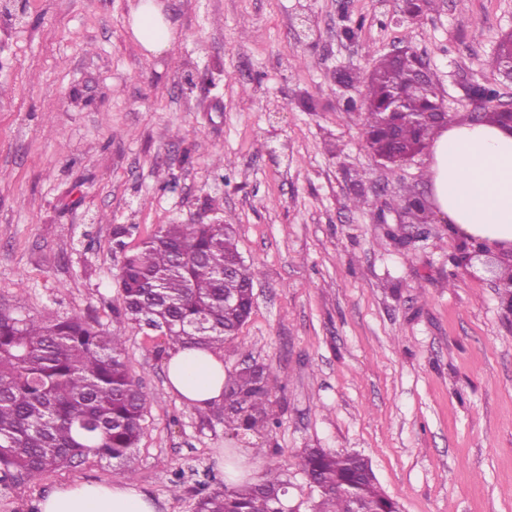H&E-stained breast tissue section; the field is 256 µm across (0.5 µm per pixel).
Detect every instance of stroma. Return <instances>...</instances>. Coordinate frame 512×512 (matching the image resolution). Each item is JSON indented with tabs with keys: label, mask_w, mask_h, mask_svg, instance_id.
I'll return each mask as SVG.
<instances>
[{
	"label": "stroma",
	"mask_w": 512,
	"mask_h": 512,
	"mask_svg": "<svg viewBox=\"0 0 512 512\" xmlns=\"http://www.w3.org/2000/svg\"><path fill=\"white\" fill-rule=\"evenodd\" d=\"M138 3L25 0V24L0 20V312L122 334L147 396L128 466L89 459L0 487V512H39L57 487L129 467L158 512H194L200 488L224 484V449L244 481L285 480L289 505L312 512L306 448L368 458L400 512H512L507 284L457 264L465 240L431 205L425 154L375 159L362 98L339 83L344 70L367 82L407 44L453 119L470 116L472 82L498 79L512 0H437L416 23L403 0H163L173 41L158 54L132 34ZM197 66L219 90H187ZM406 197L425 207L427 240L392 206ZM206 206L259 271L224 372L270 366L279 425L243 439L168 386L165 336L112 311L113 226H134L133 248Z\"/></svg>",
	"instance_id": "35a3bbf8"
}]
</instances>
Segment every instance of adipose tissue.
I'll use <instances>...</instances> for the list:
<instances>
[{"label": "adipose tissue", "mask_w": 512, "mask_h": 512, "mask_svg": "<svg viewBox=\"0 0 512 512\" xmlns=\"http://www.w3.org/2000/svg\"><path fill=\"white\" fill-rule=\"evenodd\" d=\"M132 29L149 52L170 46V30L152 0H141ZM433 203L452 230L490 250H512V127L453 122L438 129L429 149ZM169 384L180 398L206 411L224 402L220 351L181 347L167 360ZM154 499L130 481L75 482L56 488L40 512H156Z\"/></svg>", "instance_id": "obj_1"}]
</instances>
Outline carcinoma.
<instances>
[{
    "instance_id": "cac0c4a2",
    "label": "carcinoma",
    "mask_w": 512,
    "mask_h": 512,
    "mask_svg": "<svg viewBox=\"0 0 512 512\" xmlns=\"http://www.w3.org/2000/svg\"><path fill=\"white\" fill-rule=\"evenodd\" d=\"M413 59L382 56L365 85L362 127L379 160L398 165L420 152L437 125L415 126L391 114L428 112L443 104L437 84L414 76ZM398 206L417 224L423 206ZM132 227L112 230L123 253L118 313L139 325L166 323L173 346L223 348L249 318L257 272L239 262L232 225L216 219L164 224L126 250ZM124 339L78 318L0 313V485L30 483L81 458L125 464L143 433L146 395L129 374ZM270 368L244 367L227 378L224 406L215 409L237 434L278 425L270 399ZM300 470L320 502L316 512H352L360 501L371 512H398L371 463L357 453L306 448ZM286 483L267 479L200 493L199 512H280Z\"/></svg>"
}]
</instances>
